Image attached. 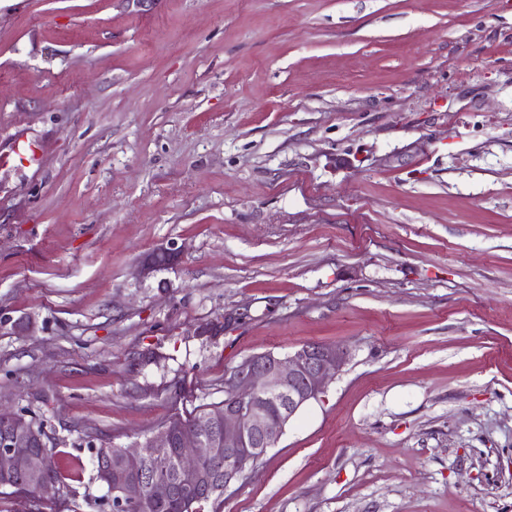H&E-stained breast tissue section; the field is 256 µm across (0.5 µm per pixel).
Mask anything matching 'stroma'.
Returning a JSON list of instances; mask_svg holds the SVG:
<instances>
[{
	"label": "stroma",
	"mask_w": 512,
	"mask_h": 512,
	"mask_svg": "<svg viewBox=\"0 0 512 512\" xmlns=\"http://www.w3.org/2000/svg\"><path fill=\"white\" fill-rule=\"evenodd\" d=\"M310 343L205 512H512V0H0V404L84 462L0 512ZM179 254L180 251L172 246L159 247L146 259L140 268V273L145 275L156 270L173 266L176 263Z\"/></svg>",
	"instance_id": "stroma-1"
}]
</instances>
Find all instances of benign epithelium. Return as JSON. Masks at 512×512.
<instances>
[{"instance_id":"benign-epithelium-1","label":"benign epithelium","mask_w":512,"mask_h":512,"mask_svg":"<svg viewBox=\"0 0 512 512\" xmlns=\"http://www.w3.org/2000/svg\"><path fill=\"white\" fill-rule=\"evenodd\" d=\"M179 254L172 246L159 247L146 259L140 273L170 267ZM348 360L347 348L320 344H307L284 357L271 351L248 357L224 376V403L217 414H207L177 431L175 482L143 477L147 463L166 461L163 449L169 447V435L164 430L134 448L124 449L126 464L99 471V481L112 495V512H127L146 495L155 501L168 500L177 490L188 496L191 512H203V499L195 496L197 489L220 473L227 487L254 467L268 452L257 444L280 438L291 419L318 398ZM214 424L224 428V468L216 467L207 474L202 461L211 449L205 447L203 432ZM35 442L41 450L32 448ZM48 442L46 436L30 431L26 419L14 409L0 406V477L21 475L39 495L54 489L55 483L44 478L47 457L42 449Z\"/></svg>"}]
</instances>
